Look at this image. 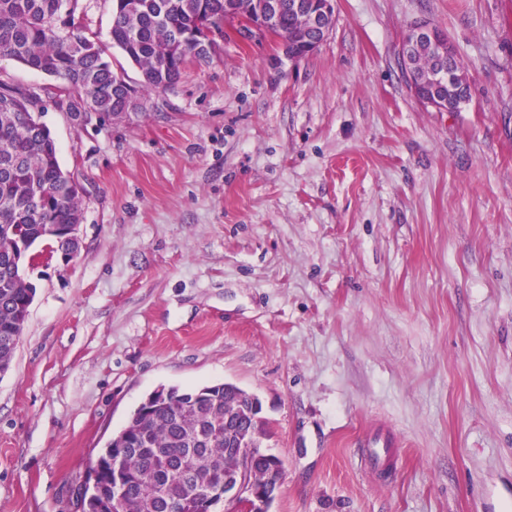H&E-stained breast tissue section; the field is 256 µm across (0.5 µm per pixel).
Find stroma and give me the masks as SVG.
Instances as JSON below:
<instances>
[{
  "instance_id": "stroma-1",
  "label": "stroma",
  "mask_w": 512,
  "mask_h": 512,
  "mask_svg": "<svg viewBox=\"0 0 512 512\" xmlns=\"http://www.w3.org/2000/svg\"><path fill=\"white\" fill-rule=\"evenodd\" d=\"M77 17L129 83L111 0ZM471 97L419 104L409 27ZM217 43L147 112L39 122L84 188L83 248L30 275L0 378V512H80L159 386L232 382L285 467L270 512H512V0H336L317 51ZM437 49L443 58H448V68L438 69L441 60L436 52L429 46ZM413 52V62L417 69L425 72L436 71L428 77H421L412 67V47L419 45ZM401 64L408 79L410 90L421 105L430 107L436 112H458L461 111V105L466 103V99H457L454 107L448 105V99L437 96L435 89L438 87H448L443 94L455 93L457 84L463 75L451 67L456 54L448 41L447 35L436 25L429 21L419 22L408 30L402 42L399 52ZM456 69L462 71V66L458 58L454 60ZM432 87V94L427 90Z\"/></svg>"
}]
</instances>
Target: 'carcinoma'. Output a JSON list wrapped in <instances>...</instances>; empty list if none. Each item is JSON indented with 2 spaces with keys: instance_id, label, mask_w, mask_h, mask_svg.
<instances>
[{
  "instance_id": "carcinoma-1",
  "label": "carcinoma",
  "mask_w": 512,
  "mask_h": 512,
  "mask_svg": "<svg viewBox=\"0 0 512 512\" xmlns=\"http://www.w3.org/2000/svg\"><path fill=\"white\" fill-rule=\"evenodd\" d=\"M79 0H0V57H8L55 83L41 91L0 86V361H13L20 337L15 322L29 284L12 272L18 241H47L45 225L83 220L81 196L71 190L57 146L45 145L34 112L42 97L63 100L55 89L72 93L67 110L105 114L121 107L133 89L105 60L104 50L75 23ZM270 0H112V46L141 74L140 95L148 98L173 87L190 64H207L203 31L224 26L228 8L257 13ZM299 16L288 8L278 15L279 35L299 30ZM417 69H438L441 60L428 45L413 52ZM48 195L46 205L36 203ZM192 388L177 387L167 404L131 415L119 431L125 448V493L120 512H196L188 492L203 493L224 482V420L233 418L234 395L218 387L215 397L196 406L186 400ZM112 442L96 463L112 480ZM245 475L266 488L273 479L269 460L256 457ZM82 512H112V485L90 489Z\"/></svg>"
}]
</instances>
